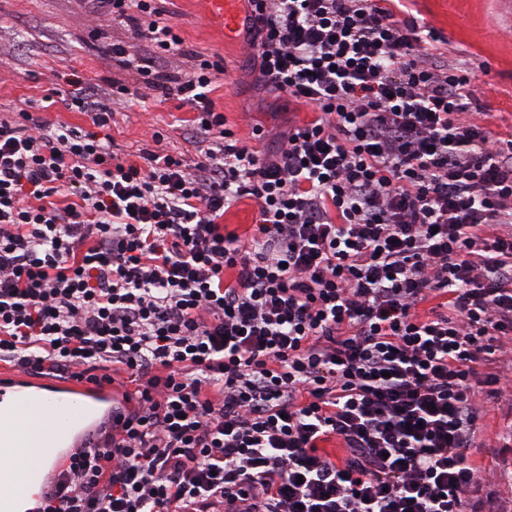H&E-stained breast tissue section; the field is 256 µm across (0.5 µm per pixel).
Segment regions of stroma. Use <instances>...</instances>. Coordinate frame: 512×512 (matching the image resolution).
Instances as JSON below:
<instances>
[{
    "instance_id": "obj_1",
    "label": "stroma",
    "mask_w": 512,
    "mask_h": 512,
    "mask_svg": "<svg viewBox=\"0 0 512 512\" xmlns=\"http://www.w3.org/2000/svg\"><path fill=\"white\" fill-rule=\"evenodd\" d=\"M164 7L186 46L223 67L213 99L240 136L262 128L261 145L270 147L281 127L307 119L305 106L256 87L243 34L225 38L219 20L207 15L200 0H166ZM394 9L398 18L416 19L431 31L448 60L478 65L479 106L488 114V126L512 129V0H396ZM115 43L128 44L134 58L148 51L128 27L95 11L89 0H0V114L26 104L34 116L90 128L85 115L61 101L44 107L42 99L55 90L67 94L74 72L101 86L112 79L133 83L134 68L110 51ZM191 117L178 100L136 97L117 106L111 134L122 149L134 152L153 148L152 135L159 131L163 148L192 159ZM510 422L512 400L489 406L478 422L475 461L491 465L504 456L498 434Z\"/></svg>"
}]
</instances>
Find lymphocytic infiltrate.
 <instances>
[{
  "instance_id": "lymphocytic-infiltrate-1",
  "label": "lymphocytic infiltrate",
  "mask_w": 512,
  "mask_h": 512,
  "mask_svg": "<svg viewBox=\"0 0 512 512\" xmlns=\"http://www.w3.org/2000/svg\"><path fill=\"white\" fill-rule=\"evenodd\" d=\"M98 2L149 45L135 85L73 79L90 132L0 116V361L136 394L40 512H508L472 450L512 385V133L475 69L393 0H246L261 86L312 114L264 154L159 0ZM145 91L193 112L196 160L114 143ZM257 216V206L249 198H243L235 206H232L224 213V225L227 230L237 229L241 233L248 225L255 224Z\"/></svg>"
}]
</instances>
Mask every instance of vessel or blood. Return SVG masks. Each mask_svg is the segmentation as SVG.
Returning a JSON list of instances; mask_svg holds the SVG:
<instances>
[{
	"label": "vessel or blood",
	"instance_id": "b4317fda",
	"mask_svg": "<svg viewBox=\"0 0 512 512\" xmlns=\"http://www.w3.org/2000/svg\"><path fill=\"white\" fill-rule=\"evenodd\" d=\"M213 14L220 16L227 31H234L239 23L238 0H208ZM36 411L51 421V428L40 436L41 444L55 442L60 433H68L66 443L60 444V453L85 444L101 425L112 416V397L109 388H98L70 379L57 380L53 391L42 388L38 375L17 376L0 374V456L14 457L16 449L27 447L29 430L23 420L26 413ZM54 472L53 466L32 469L15 467L0 472V512L7 498L20 497L31 487H47Z\"/></svg>",
	"mask_w": 512,
	"mask_h": 512
}]
</instances>
